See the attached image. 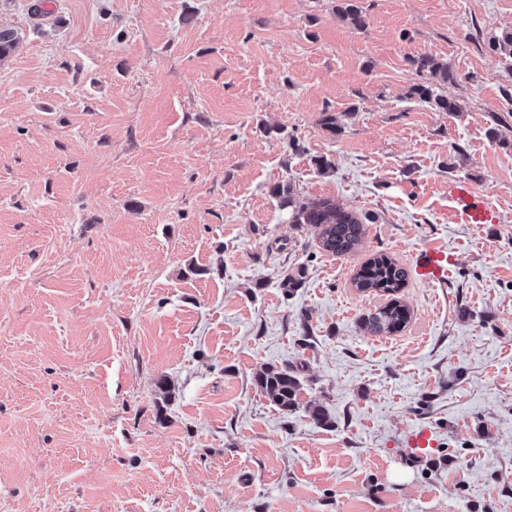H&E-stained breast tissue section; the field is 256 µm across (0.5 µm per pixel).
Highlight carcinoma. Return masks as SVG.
Masks as SVG:
<instances>
[{"mask_svg":"<svg viewBox=\"0 0 512 512\" xmlns=\"http://www.w3.org/2000/svg\"><path fill=\"white\" fill-rule=\"evenodd\" d=\"M337 17L356 30L366 27L363 11L357 0H341L336 9ZM17 31L0 27V60L9 56L19 45ZM410 63L421 81L409 89V96L434 105L442 112H457L459 105L448 97L435 93L426 76L438 78L446 83L453 80L448 66L426 55L413 57ZM281 206L291 210L290 221L298 226H313L319 229L321 249L333 256H343L356 250L365 235L364 222L356 215L343 210L330 200L303 203L296 200L291 186L278 185L272 190ZM407 270L386 254H379L367 261L354 276V286L361 292H379L391 296L385 305L365 318L366 327L375 334L395 333L409 322L410 313L406 305L394 297L403 287ZM258 389L279 410L291 412L298 407V396L302 384L291 368L263 369L254 376Z\"/></svg>","mask_w":512,"mask_h":512,"instance_id":"obj_1","label":"carcinoma"}]
</instances>
